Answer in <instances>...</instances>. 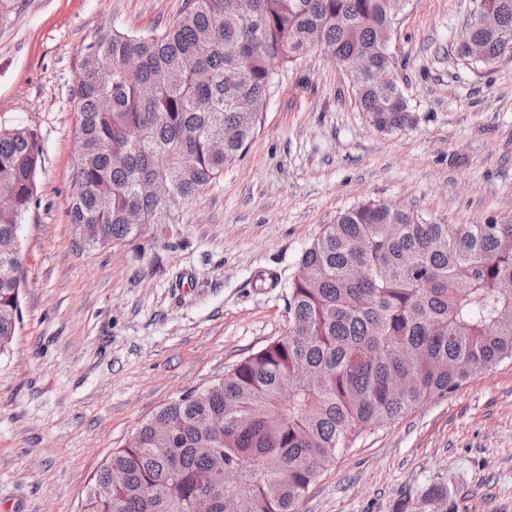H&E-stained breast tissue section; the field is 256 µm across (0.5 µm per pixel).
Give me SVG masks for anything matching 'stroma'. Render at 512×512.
<instances>
[{"label":"stroma","mask_w":512,"mask_h":512,"mask_svg":"<svg viewBox=\"0 0 512 512\" xmlns=\"http://www.w3.org/2000/svg\"><path fill=\"white\" fill-rule=\"evenodd\" d=\"M185 3L20 0L0 25V128L34 129L42 149L20 322L0 356V512H77L163 404L286 336L288 279L341 212L371 199L436 224L512 219V58L458 59L474 0H407L389 51L412 124L377 131L315 49L277 69L247 151L158 245L79 249L67 195L83 56L106 31L172 25ZM434 484L459 512H512V361L364 432L297 512H400Z\"/></svg>","instance_id":"35a3bbf8"}]
</instances>
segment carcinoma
Here are the masks:
<instances>
[{"label":"carcinoma","mask_w":512,"mask_h":512,"mask_svg":"<svg viewBox=\"0 0 512 512\" xmlns=\"http://www.w3.org/2000/svg\"><path fill=\"white\" fill-rule=\"evenodd\" d=\"M406 0H187L177 22L149 36L113 31L88 47L77 89L78 150L69 219L78 244L137 242L237 160L274 84L316 47L348 72L390 65L387 44ZM491 25L465 26L463 63L512 55V0H477ZM135 56L140 68L124 71ZM358 108L384 132L411 120L396 83L352 84ZM38 133L0 129V356L20 318L19 228L33 202ZM169 187L158 199L145 191ZM512 222L434 224L368 201L342 213L288 279V334L224 376L160 408L94 477L79 512H296L321 471L361 433L475 373L512 360ZM117 468L125 479L110 481ZM419 512H457L432 486Z\"/></svg>","instance_id":"1"}]
</instances>
